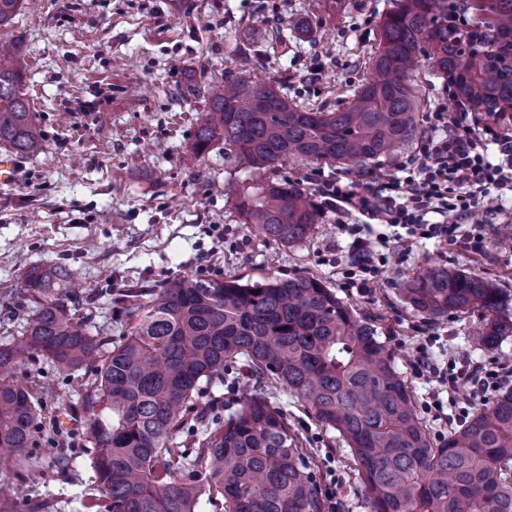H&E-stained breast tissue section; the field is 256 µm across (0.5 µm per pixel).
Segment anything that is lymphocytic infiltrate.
I'll use <instances>...</instances> for the list:
<instances>
[{"mask_svg": "<svg viewBox=\"0 0 512 512\" xmlns=\"http://www.w3.org/2000/svg\"><path fill=\"white\" fill-rule=\"evenodd\" d=\"M433 133L417 157L403 163L378 186L357 187L323 180L321 193L328 202L358 212L361 223L344 225L350 249L361 251L363 234L373 223L395 228L394 240L412 249L422 239L443 238L452 244L479 249L483 238L462 234L461 226L474 220L476 209L491 190L512 184V133H493L483 142L463 112H433ZM502 157L492 163L490 146Z\"/></svg>", "mask_w": 512, "mask_h": 512, "instance_id": "1", "label": "lymphocytic infiltrate"}]
</instances>
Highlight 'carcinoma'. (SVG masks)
<instances>
[{
  "label": "carcinoma",
  "instance_id": "1",
  "mask_svg": "<svg viewBox=\"0 0 512 512\" xmlns=\"http://www.w3.org/2000/svg\"><path fill=\"white\" fill-rule=\"evenodd\" d=\"M311 35L294 14L273 29L275 44ZM221 81H196L204 97L190 150L222 144L264 174L289 160L362 167L418 135L420 101L410 77L422 58L448 76L477 120L512 111V0H397L381 23L367 76L339 111L290 102L255 75L250 43ZM25 63L0 51V143L40 147L22 91ZM245 224L284 244L311 236L319 212L299 185L267 182L236 190ZM55 264L19 275L30 310L20 335L0 343V464L31 465L41 409L29 387L6 379L24 356L60 374L87 369L79 435L95 449L104 512H330L314 467L284 414L260 396L224 415L195 406L201 385L245 373L275 382L322 425L337 431L372 512H512V389L433 446L405 376L378 340L377 319L355 312L324 281L307 276L242 281L181 275L132 284L109 298L128 317L114 342L92 333L91 305ZM427 320L478 311L487 348L512 335V295L477 275L429 268L403 289ZM195 448L171 447L183 430Z\"/></svg>",
  "mask_w": 512,
  "mask_h": 512
}]
</instances>
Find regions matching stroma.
Listing matches in <instances>:
<instances>
[{
    "instance_id": "obj_1",
    "label": "stroma",
    "mask_w": 512,
    "mask_h": 512,
    "mask_svg": "<svg viewBox=\"0 0 512 512\" xmlns=\"http://www.w3.org/2000/svg\"><path fill=\"white\" fill-rule=\"evenodd\" d=\"M395 0H22L11 25L0 29V49L25 54L24 91L40 130V152L17 157L14 183H0V341L19 333L16 281L22 268L51 263L78 270L80 291L156 284L181 275H238L251 280L291 276L324 279L357 312L377 317L381 341L413 390L415 407L433 442H441L481 408V401L452 402L436 374L472 361L499 369L500 389L512 388V336L487 349L474 343L479 313H452L436 321L415 315L403 284L430 266L492 279L512 294V243L498 231L512 225V209L497 195L480 203L484 247L471 251L437 239L408 252L385 253L374 283L349 286L336 269V253L348 241L340 227L351 215L322 207L312 237L282 244L242 223L235 188L261 178L245 162L215 146L205 157L190 149L203 98L188 95L191 80H217L235 65L243 28H262L278 15H307L314 42L288 50L257 44L261 77L287 86L289 98L313 101L325 110L343 105L365 73L380 39L381 22ZM424 107L419 139L393 157L362 169L287 162L270 180L291 181L315 192L320 177L362 185L393 173L417 155L432 129V112L455 111L448 81L422 62L416 77ZM18 382L50 385L54 399L42 413L53 417L77 407L80 380L58 378L37 357H24L12 371ZM259 394L280 408L308 449L331 512H370L362 484L337 431L322 426L282 387L239 378L235 388L215 384L199 396L221 408L243 393ZM442 416L427 405L431 394ZM67 451L72 465L58 474ZM35 456L46 474L35 480L11 465L0 466V512H16L14 487L47 503L46 512H86L96 489L94 449L81 436L41 435Z\"/></svg>"
}]
</instances>
